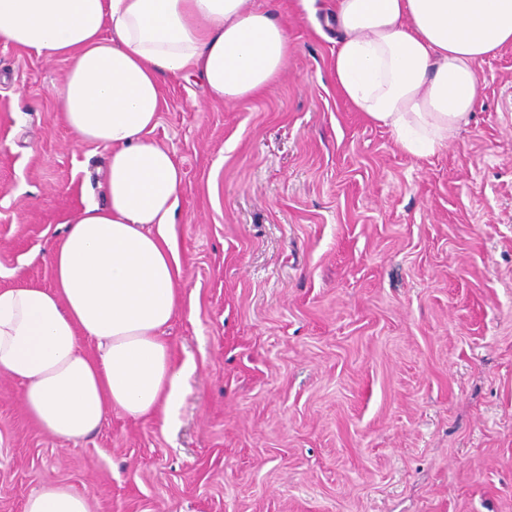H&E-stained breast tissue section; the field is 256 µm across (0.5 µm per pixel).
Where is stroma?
<instances>
[{
    "label": "stroma",
    "instance_id": "stroma-1",
    "mask_svg": "<svg viewBox=\"0 0 512 512\" xmlns=\"http://www.w3.org/2000/svg\"><path fill=\"white\" fill-rule=\"evenodd\" d=\"M252 3L287 26L280 79L224 104L164 76L151 133L183 172L179 403L72 443L0 376V512L46 478L93 512H512V49L418 158L331 84L330 0ZM66 71L0 45V288L51 285L46 246L106 202L108 150L57 108Z\"/></svg>",
    "mask_w": 512,
    "mask_h": 512
}]
</instances>
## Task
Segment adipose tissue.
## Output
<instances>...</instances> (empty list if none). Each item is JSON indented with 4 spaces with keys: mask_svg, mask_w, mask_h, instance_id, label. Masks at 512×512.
Listing matches in <instances>:
<instances>
[{
    "mask_svg": "<svg viewBox=\"0 0 512 512\" xmlns=\"http://www.w3.org/2000/svg\"><path fill=\"white\" fill-rule=\"evenodd\" d=\"M325 23L340 36L333 85L417 157L468 123L479 63L512 47V0H335ZM0 44L67 61L55 90L64 122L79 142L110 150L108 204L67 221L49 251L51 286L0 289V375L19 385L28 417L62 440L89 437L115 408L169 418L187 371L164 338L181 299L170 228L182 170L149 137L160 77L189 72L212 100L244 101L279 78L288 35L250 0H0ZM23 512L91 505L46 480Z\"/></svg>",
    "mask_w": 512,
    "mask_h": 512,
    "instance_id": "ef3b65f1",
    "label": "adipose tissue"
}]
</instances>
